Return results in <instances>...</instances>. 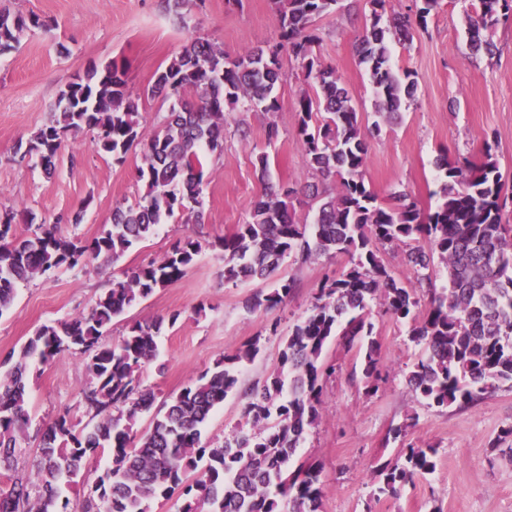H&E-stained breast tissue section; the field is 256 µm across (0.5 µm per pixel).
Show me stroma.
Wrapping results in <instances>:
<instances>
[{"label": "stroma", "mask_w": 512, "mask_h": 512, "mask_svg": "<svg viewBox=\"0 0 512 512\" xmlns=\"http://www.w3.org/2000/svg\"><path fill=\"white\" fill-rule=\"evenodd\" d=\"M475 5L476 0H441L410 44L394 48L395 67L413 73L418 93L383 125L380 136L368 141L365 180L381 201L404 191L420 208L435 205L440 154L477 162L488 142L504 181L512 186V23L491 31L494 58L473 55L466 15ZM4 7L38 15L49 26L26 32L15 50L0 56V208L18 211L17 233L31 224L56 222L63 234L84 241L99 235L116 205L135 202L142 188L140 156L132 152L125 163H113L85 132L64 140L53 178L21 161L17 142L49 123L61 90L89 66L122 56L130 63V87L138 93L152 85L156 71L189 38L206 37L236 56L274 44L278 35L270 0H202L182 20L162 0H0ZM369 15L365 0H342L338 12L317 20L320 42L314 47L363 113L373 110V87L358 61L357 43ZM283 71L277 112L226 114L224 153L203 162L205 222L188 224L176 217L117 264L63 266L49 278L19 284L13 308L0 315V357L40 326L87 313L125 269L160 258L176 240L189 237L202 244L196 264L115 319L104 343L118 342L127 323L177 315L174 327L161 337L159 359L142 373L144 385L161 401L256 335L262 336L265 350L244 366L241 386L276 367L280 334L306 316L324 276L341 274L349 265L344 254L306 262L285 258L279 273L294 277L297 286L285 303L269 311L245 308L260 283L224 282V254L213 242L243 223L261 195L256 156L270 155L273 181L298 188L312 179L296 136L297 101L309 82L298 60L284 58ZM272 123L279 130L274 141L267 138ZM372 322L386 382L376 395H366L358 352L330 342L324 358L336 370L322 378L320 418L297 451L298 458L323 466L322 512H512V436L502 435L512 426V389L502 388L468 407L427 406L407 384L422 353L408 326L377 304ZM84 362L83 354L69 350L36 367L27 406L32 428L48 425L65 410L76 429L88 425ZM405 421L410 424L405 441H391V428ZM407 442L435 448L434 472L415 477L399 496L378 495L377 466L395 459Z\"/></svg>", "instance_id": "obj_1"}]
</instances>
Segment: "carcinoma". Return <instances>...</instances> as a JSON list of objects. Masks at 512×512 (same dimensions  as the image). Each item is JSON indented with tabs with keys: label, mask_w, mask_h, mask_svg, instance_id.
<instances>
[{
	"label": "carcinoma",
	"mask_w": 512,
	"mask_h": 512,
	"mask_svg": "<svg viewBox=\"0 0 512 512\" xmlns=\"http://www.w3.org/2000/svg\"><path fill=\"white\" fill-rule=\"evenodd\" d=\"M368 2L370 24L357 52L374 90L377 120L369 125L335 69L313 54L319 40L314 23L335 12L338 0H273L279 17L275 44L232 58L217 43L193 37L156 72L146 96L173 100L159 128L144 129L138 100L128 91L130 66L114 58L61 91L49 124L18 145L49 177L69 136L92 132L97 150L117 163L138 147L144 192L132 205L115 206L111 223L89 242L42 224L18 236L17 211L0 210V315L14 304L20 281L63 265L115 263L178 212L204 223V152L223 154L225 110H278L276 86L286 50L306 61L311 80V92L297 102L296 135L314 181L299 190L274 184L269 155L256 156L264 192L236 231L214 242L224 250V283L272 280L292 253L303 262L347 254L350 265L325 278L307 315L281 337L276 369L244 391L242 422L224 439L204 445L201 428L238 391L241 369L262 351L261 337L222 355L163 402L142 433L137 425L156 395L142 386L140 371L157 360L159 337L178 315L132 322L118 344L102 342L115 318L185 275L202 251L199 241L180 240L162 258L126 269L88 313L39 327L0 362V512H147L150 501L180 487L186 496L182 512H320L323 467L294 457L320 417L322 377L335 370L323 358L331 340L362 353L365 393L379 390L370 310L377 299L423 346L407 382L428 406H469L506 384L512 387V225L503 223L512 191L488 145L478 163L439 158L444 178L435 208L421 209L405 192L392 194L386 206L378 202L364 179L367 138L380 135V120L400 112L417 92L412 72L393 68V45L426 26L440 0H413L406 12L391 17L388 0ZM477 3L467 15L470 45L492 57L494 44L484 34L509 21L512 0ZM29 27L48 24L37 15L0 10V55L16 49ZM299 194L316 207L310 224L292 202ZM394 247L405 248L414 269L408 284L385 262V251ZM436 258L446 278L439 288L430 273ZM295 287L291 276L273 280L247 299L246 308L275 309ZM424 297L428 308L421 312ZM69 349L86 355L83 402L94 423L77 433L65 411L32 436L26 377L33 365H46ZM31 440L37 441L35 457L21 468L23 445ZM105 451L109 465L86 482L82 500H71L63 487ZM435 456L432 447L408 446L403 461L379 469L378 493L394 497L414 477L432 473Z\"/></svg>",
	"instance_id": "1"
}]
</instances>
